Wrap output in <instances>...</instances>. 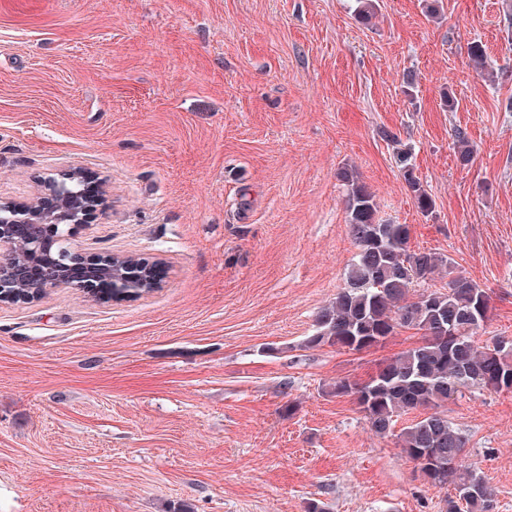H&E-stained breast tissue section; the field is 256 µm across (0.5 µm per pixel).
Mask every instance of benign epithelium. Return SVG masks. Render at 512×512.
Here are the masks:
<instances>
[{"label":"benign epithelium","mask_w":512,"mask_h":512,"mask_svg":"<svg viewBox=\"0 0 512 512\" xmlns=\"http://www.w3.org/2000/svg\"><path fill=\"white\" fill-rule=\"evenodd\" d=\"M83 180L85 174L78 169L57 170L40 179L41 192L31 201L0 200V246L31 227L42 225L48 226L50 233L29 235L30 251L40 253L56 244L62 245L59 265L41 272L28 299L18 296L15 291L19 281L28 279V266L0 255V303L38 301L56 288L117 298L119 294L112 293V289L138 287L137 278L132 275L119 279L112 277V261L116 254L75 246V237L92 223L102 206L100 198L70 187L71 182Z\"/></svg>","instance_id":"obj_1"}]
</instances>
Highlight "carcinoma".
<instances>
[{
	"mask_svg": "<svg viewBox=\"0 0 512 512\" xmlns=\"http://www.w3.org/2000/svg\"><path fill=\"white\" fill-rule=\"evenodd\" d=\"M354 15L365 26L376 17L377 0H355ZM457 159L473 161L474 149L464 132H455ZM410 150L399 153L404 178L420 212L428 215L435 200L410 167ZM348 230L356 253L344 287L331 305L315 317L314 333L306 348L334 347L362 351L383 344L400 329L421 334L418 345L381 362L365 381L340 379L332 392L355 397L360 412L378 435L393 433L401 416L422 417L401 429L398 442L431 485L446 491L441 512H495L492 490L483 477L462 461L467 437L448 420V402L474 390L512 391V340L502 336L481 339L491 319V296L455 271L451 258L410 248L407 224H383L377 219L375 194L357 173L344 170ZM15 258L30 256L26 237L4 246ZM142 257L127 254L118 260L119 274L147 278ZM448 270V283L434 284V276ZM443 321L448 335L437 336Z\"/></svg>",
	"mask_w": 512,
	"mask_h": 512,
	"instance_id": "1",
	"label": "carcinoma"
}]
</instances>
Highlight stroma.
Segmentation results:
<instances>
[{
	"instance_id": "stroma-1",
	"label": "stroma",
	"mask_w": 512,
	"mask_h": 512,
	"mask_svg": "<svg viewBox=\"0 0 512 512\" xmlns=\"http://www.w3.org/2000/svg\"><path fill=\"white\" fill-rule=\"evenodd\" d=\"M440 2L379 0L370 27L352 0H0V199L86 170L104 210L76 245L166 262L137 300L0 304V512H440L396 437L331 391L419 334L304 346L356 251L343 168L412 249L489 288L512 337V0ZM448 418L512 512V393ZM410 154L411 152L409 149L401 151L399 153V162L402 166L405 181L413 193L417 208L422 214L428 215L431 214L435 208V200L432 194L423 188L418 178L414 176L413 168L410 167L411 164L409 163L411 158Z\"/></svg>"
}]
</instances>
